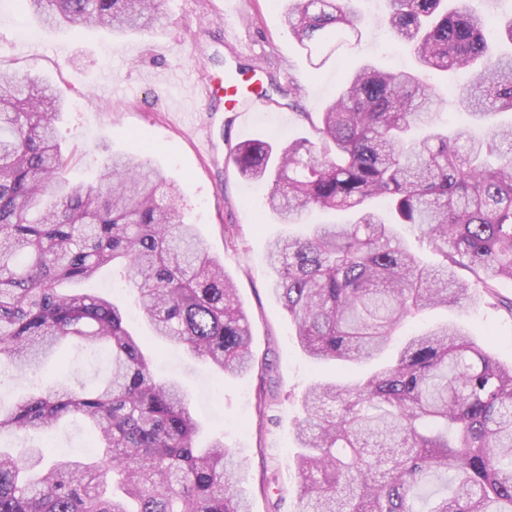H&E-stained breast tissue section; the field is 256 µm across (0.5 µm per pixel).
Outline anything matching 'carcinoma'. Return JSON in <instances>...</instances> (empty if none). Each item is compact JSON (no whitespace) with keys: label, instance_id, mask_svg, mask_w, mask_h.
Masks as SVG:
<instances>
[{"label":"carcinoma","instance_id":"obj_1","mask_svg":"<svg viewBox=\"0 0 512 512\" xmlns=\"http://www.w3.org/2000/svg\"><path fill=\"white\" fill-rule=\"evenodd\" d=\"M45 26L144 31L160 0H11ZM355 0H288V32L318 69L361 35ZM471 0H387L377 20L423 66L465 70L456 90L481 125H439L438 89L419 72L356 68L321 112H300L317 138L277 149L251 139L233 162L269 185L283 224L350 211L270 243L273 292L306 355L321 365L382 356L407 318L459 296L512 316V54L484 35ZM60 103L35 77L0 68V369H37L64 342L106 347L105 379H70L0 407V437L84 421L97 460L0 449V512H247L229 449L195 442L186 391L161 380L126 313L76 288L103 268L129 285L154 336L223 376L253 366L248 318L224 266L140 153L110 161L96 188L60 176ZM443 257L422 265L401 228ZM465 270L471 278L464 279ZM297 512H512V365L456 325L406 339L351 385L317 380L302 394Z\"/></svg>","mask_w":512,"mask_h":512}]
</instances>
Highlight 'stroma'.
I'll return each instance as SVG.
<instances>
[{"instance_id":"stroma-1","label":"stroma","mask_w":512,"mask_h":512,"mask_svg":"<svg viewBox=\"0 0 512 512\" xmlns=\"http://www.w3.org/2000/svg\"><path fill=\"white\" fill-rule=\"evenodd\" d=\"M361 43L349 56L313 68L284 25L283 0H162L161 18L145 33L112 35L98 28L48 29L12 6L0 8V67L32 73L48 82L64 101L56 123L63 174L71 185H97L99 171L112 156L145 150L154 166L180 190L178 204L194 224L210 254L233 280L247 314L256 359L254 367L220 379L182 350L154 340L146 320L132 316L130 328L158 355L166 374L191 394L201 422L200 444L223 437L240 464L241 487L251 512H295L300 476L294 422L300 397L314 375L353 383L364 366L314 367L296 341L295 328L272 291L265 262L271 237L287 225L264 210L265 189L243 178L228 156L240 142L258 138L284 146L313 137L298 120L301 112H320L363 61L383 70L415 65L411 49L392 41L374 22L372 0H362ZM253 71L259 82L291 86L269 112L237 115L214 112L193 89L223 81L227 69ZM213 127L215 147L205 152L202 125ZM232 236H225V227ZM459 324L503 364H512V317L462 298L449 308L408 319L401 337L440 322ZM104 373L102 361L73 347L45 359L37 373H0V403L10 404L33 386H51L71 377L92 384ZM280 396L270 410L261 400L269 387ZM84 426L65 420L47 434L14 440L17 452L40 449L45 460L84 456ZM275 474L273 490L262 488Z\"/></svg>"}]
</instances>
